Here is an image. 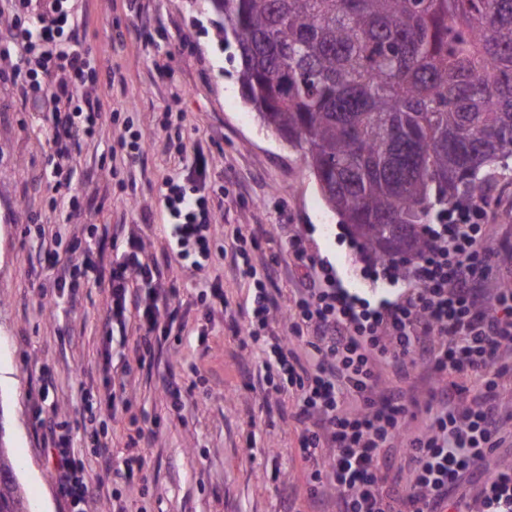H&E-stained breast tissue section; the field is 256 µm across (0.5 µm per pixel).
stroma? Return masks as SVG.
<instances>
[{
  "instance_id": "obj_1",
  "label": "stroma",
  "mask_w": 512,
  "mask_h": 512,
  "mask_svg": "<svg viewBox=\"0 0 512 512\" xmlns=\"http://www.w3.org/2000/svg\"><path fill=\"white\" fill-rule=\"evenodd\" d=\"M76 9L75 34L96 70L86 95L113 114L74 152L72 211L50 206L47 122L10 80L19 55L11 0H0V436L21 462L17 477L33 512H71L51 476L38 406L69 429L85 456L96 489L90 512H112L116 500L126 512H335L331 491L323 504L310 498L299 429L264 390L253 348L230 331L224 308L241 304L249 288L235 269L237 250L268 266L281 305L306 285L285 254L292 234L367 298L362 254L302 154L245 104L209 0H78ZM127 127L146 148L116 168L111 148ZM200 156L213 203L210 257L201 271L189 258L167 270L194 333L169 338L142 368L135 334L108 322L106 284L69 249L78 240L109 261L135 236L150 256L163 258L171 238L162 183ZM489 192L486 238H512V176L496 178ZM258 224L270 227L272 240L234 244V229ZM45 226L57 235L55 266L45 260ZM72 267L79 288L60 287ZM204 277L221 279L224 300L202 292ZM172 381L185 402L179 409L165 391ZM111 391L119 402L113 414L106 408ZM139 428L154 430V438L132 444ZM97 437L111 444L113 460L140 453L143 480L110 488L94 454Z\"/></svg>"
}]
</instances>
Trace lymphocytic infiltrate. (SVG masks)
Masks as SVG:
<instances>
[{
  "label": "lymphocytic infiltrate",
  "instance_id": "lymphocytic-infiltrate-1",
  "mask_svg": "<svg viewBox=\"0 0 512 512\" xmlns=\"http://www.w3.org/2000/svg\"><path fill=\"white\" fill-rule=\"evenodd\" d=\"M13 8L23 63L10 78L22 100L46 114L56 157L53 191L63 200L73 192L72 151L93 137L103 106L85 96L87 51L74 39L59 43L74 22L70 0H14ZM162 196L181 239L174 259L208 257L205 196L188 197L172 178ZM486 217L481 198L449 209L439 223L426 225L427 250L406 273L389 261L368 267L366 276L384 291L374 303L350 291L299 235L289 237L288 255L317 276L285 307H278L267 274L250 262L240 265L249 282L243 331L257 348L269 389L294 399L299 455L313 464L312 497L331 489L336 512H471L468 485L477 487L485 512H512V465L496 458L497 449L512 447V413L499 401L500 380L512 373V290L493 301L484 290L499 255L512 253V242L487 245ZM95 267L108 284L112 324L134 325L141 359L154 358L177 318L171 307L176 290L167 285L162 263L130 239L120 257ZM278 316L287 332L275 329ZM383 363L403 380L426 370V400L411 389L383 386ZM463 376L482 383L467 403L457 383ZM351 397L358 407L346 408ZM418 408L426 428L411 436L406 424ZM43 438L59 494L71 512H87L83 454L55 424L45 425ZM397 446L404 449L400 468L388 454Z\"/></svg>",
  "mask_w": 512,
  "mask_h": 512
}]
</instances>
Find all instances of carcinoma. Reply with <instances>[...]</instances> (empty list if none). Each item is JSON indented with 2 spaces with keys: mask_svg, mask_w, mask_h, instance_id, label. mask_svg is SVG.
Wrapping results in <instances>:
<instances>
[{
  "mask_svg": "<svg viewBox=\"0 0 512 512\" xmlns=\"http://www.w3.org/2000/svg\"><path fill=\"white\" fill-rule=\"evenodd\" d=\"M243 100L307 160L357 243L406 265L422 226L512 156V0H210ZM0 436V512H29Z\"/></svg>",
  "mask_w": 512,
  "mask_h": 512,
  "instance_id": "cac0c4a2",
  "label": "carcinoma"
}]
</instances>
